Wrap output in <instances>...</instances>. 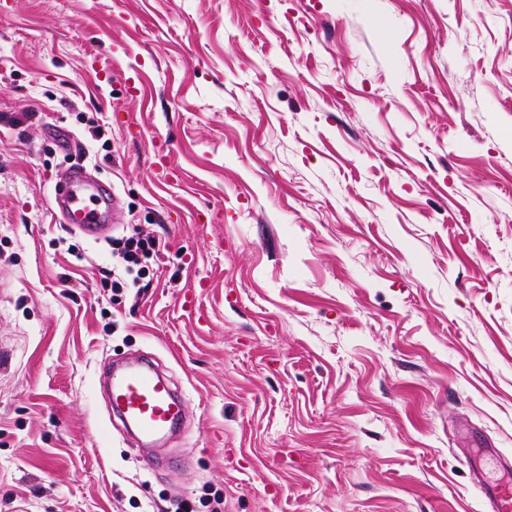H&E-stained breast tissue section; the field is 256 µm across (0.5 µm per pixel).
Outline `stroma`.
Segmentation results:
<instances>
[{"label": "stroma", "mask_w": 512, "mask_h": 512, "mask_svg": "<svg viewBox=\"0 0 512 512\" xmlns=\"http://www.w3.org/2000/svg\"><path fill=\"white\" fill-rule=\"evenodd\" d=\"M138 356L186 407L150 468L100 389ZM475 466L512 467V0H0V512H485ZM87 201L94 207L88 205ZM114 203L111 193L103 192L100 183L80 172H74L63 191L56 196V208L66 223L77 225L88 236L98 235L103 224L108 222ZM102 204L105 205L104 209ZM123 246L116 248L117 256L126 264L130 272L133 266H138L144 259L159 252V243L155 238H128L122 242ZM157 248V250H156Z\"/></svg>", "instance_id": "1"}]
</instances>
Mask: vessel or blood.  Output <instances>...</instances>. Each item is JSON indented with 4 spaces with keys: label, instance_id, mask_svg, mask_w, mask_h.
I'll use <instances>...</instances> for the list:
<instances>
[{
    "label": "vessel or blood",
    "instance_id": "b4317fda",
    "mask_svg": "<svg viewBox=\"0 0 512 512\" xmlns=\"http://www.w3.org/2000/svg\"><path fill=\"white\" fill-rule=\"evenodd\" d=\"M105 198L100 183L76 172L57 194L56 207L66 223L95 236L109 218ZM109 402L111 416L134 427L145 447L175 434L182 424V400L170 380L144 360L113 368ZM480 492L490 512H512V480L483 482Z\"/></svg>",
    "mask_w": 512,
    "mask_h": 512
}]
</instances>
